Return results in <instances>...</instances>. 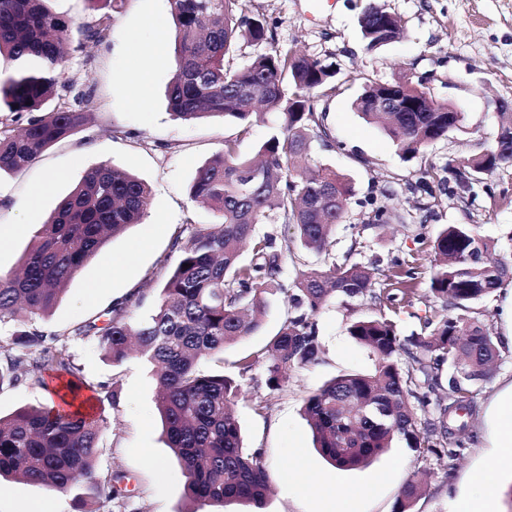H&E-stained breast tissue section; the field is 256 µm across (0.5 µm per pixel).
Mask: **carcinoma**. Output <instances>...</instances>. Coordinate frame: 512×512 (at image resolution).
Segmentation results:
<instances>
[{"label": "carcinoma", "mask_w": 512, "mask_h": 512, "mask_svg": "<svg viewBox=\"0 0 512 512\" xmlns=\"http://www.w3.org/2000/svg\"><path fill=\"white\" fill-rule=\"evenodd\" d=\"M46 2L0 0V54L17 62L15 73L0 78V98L10 114L0 121V176L30 165L44 150L74 135L96 109L88 94L72 100L64 95V45L76 33L102 42L109 11L123 0H88L97 15L78 26ZM169 4L177 53L176 74L167 90L170 111L186 121L221 116L239 122L245 134L257 105L263 104L281 115V129L259 146L258 161L239 157L236 142L227 140L198 168L190 195L212 210L216 223L195 226L187 237L173 240L177 260L147 316L135 318L129 303L117 302L101 314L103 321L95 318L73 335L95 340L114 364L129 356L131 341H136L157 379V409L168 447L195 504L187 512L231 502L247 503L256 512L266 508L269 490L259 454L243 447L231 410L238 386L222 373L203 370L200 362L261 329L269 296L277 291L288 294L295 315L266 346L273 390L280 389L289 368L320 359L312 317L332 296H368L379 306L378 313L347 327L374 357L373 371L342 374L305 400L315 448L332 465L345 471L366 467L396 441L422 458L455 454L467 428L456 409L464 404L473 410L474 388L490 379L500 358L498 343L474 305L512 281V264L494 258L495 244L478 233L477 225L443 226L433 244L437 262L430 289L454 313L426 321L429 334L404 340L392 313L414 293L410 270L392 271L386 286L378 288L369 267L331 257L325 268L303 272L293 287H284V255L275 237L257 225H292L302 247L330 257L331 238L353 194L349 179L330 166L319 164L311 173L296 166L308 155L311 139L329 137L318 105L320 97L340 90L336 70L292 47H277L232 69L225 59L239 39L255 45L273 39L268 25L250 14L246 0ZM388 22L396 32L403 28L402 19L388 16L381 4L364 10L359 26L369 49L386 46L381 31ZM404 90L419 102L420 111L374 107L378 88L372 83L363 87L355 108L380 126L403 156L413 157L463 122V113L427 107L424 93L411 81ZM54 98L58 103L47 107ZM24 114L29 115L26 124L14 126ZM511 134L512 112H502L493 144L461 164L448 162L459 197L475 199L482 175L512 167ZM148 203L142 181L102 162L36 230L20 270L0 272V324L20 326L12 341L0 344V386L6 381L14 385L24 375L46 387L45 372L63 371L69 379L52 393L61 399L68 392L79 396L80 368L65 346H46L39 331L23 326L42 319L109 237L142 220ZM246 244L251 250L247 261L242 255ZM445 365L446 404L431 398L442 387ZM103 422V416L73 410L69 402L21 407L0 416V478L18 476L65 492L86 488L108 501H124L120 484L125 475H102L96 467ZM421 493V485L409 480L396 512H412Z\"/></svg>", "instance_id": "carcinoma-1"}]
</instances>
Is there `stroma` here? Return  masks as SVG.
I'll return each instance as SVG.
<instances>
[{
	"label": "stroma",
	"instance_id": "stroma-1",
	"mask_svg": "<svg viewBox=\"0 0 512 512\" xmlns=\"http://www.w3.org/2000/svg\"><path fill=\"white\" fill-rule=\"evenodd\" d=\"M369 0H250L249 10L263 17L279 46L336 66L342 89L323 102L324 123L336 141L311 143L310 156L345 174L353 186L346 218L336 228L331 252L350 255L364 265L389 270L392 261L415 269L416 293L411 305L399 306L395 321L400 335L425 332V322L445 315L446 307L430 292L433 241L441 225L474 224L480 234L497 241V258L512 261V169L484 176L489 192L467 203L448 191L449 161H463L492 143L499 127L497 103L512 101V0H380L400 16L403 37L391 45L367 49L359 18ZM174 22L168 0H123L112 13L108 37L70 53L66 77L74 90L91 94L97 107L76 134L45 150L27 169L0 177V225L15 232L0 244V271L16 269L35 230L58 201L92 167L107 162L130 171L149 187L147 212L140 223L108 238L67 286L52 312L36 324L47 338H60L81 370L84 384L97 389L112 384L120 392L118 406L103 404L105 422L97 458L99 472L126 475L130 492L126 512H185L189 500L181 467L167 447L156 407V382L144 360L130 357L121 365L105 360L89 339L73 337L81 323L111 304L133 298V311L145 315L156 304L159 287L177 255L175 237L192 224H210V211L194 202L189 188L199 166L219 153L225 141L238 144L241 157H253L258 145L280 127V115L266 111L253 118L249 134L232 120L184 121L167 109L166 90L176 71ZM145 83H138L139 74ZM427 78L435 103L461 111L460 129L434 141L423 158L404 160L377 125L365 122L353 102L363 84L400 78ZM435 169L428 188L417 180L421 163ZM48 189L38 207L29 196L40 184ZM386 206L385 224L371 221L373 205ZM279 246L287 247L285 285L300 271L324 267L323 256L301 247L293 228L271 224ZM103 287L88 298L86 286ZM499 341L500 360L478 388V410L467 421L465 446L457 455L418 458L403 443H394L366 468L336 469L316 450L304 417V399L324 383L349 371L369 372L374 359L346 328L352 318L374 314L371 299L336 295L315 314L323 354L318 363L289 369L281 389L267 385L261 353L292 316L286 294L270 300L262 328L225 347L222 356L205 360L207 369L223 371L238 386L234 413L243 443L260 452L272 494L268 512H320L322 494L340 495L368 488L358 512H395L407 480L417 476L424 492L413 512H449L452 501L479 495L471 475L491 473L500 512H512V476L496 468L490 417L496 400L512 379V283L478 306ZM254 359L240 373L242 358ZM50 393L24 381L0 386V415L47 404ZM306 459L316 483L302 491L286 478L295 454Z\"/></svg>",
	"mask_w": 512,
	"mask_h": 512
}]
</instances>
